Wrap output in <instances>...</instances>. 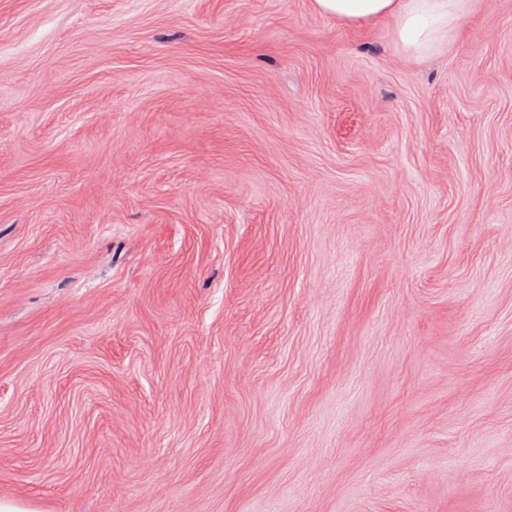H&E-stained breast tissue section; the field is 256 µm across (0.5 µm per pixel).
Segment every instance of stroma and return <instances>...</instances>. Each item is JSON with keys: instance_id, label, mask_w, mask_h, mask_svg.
<instances>
[{"instance_id": "obj_1", "label": "stroma", "mask_w": 512, "mask_h": 512, "mask_svg": "<svg viewBox=\"0 0 512 512\" xmlns=\"http://www.w3.org/2000/svg\"><path fill=\"white\" fill-rule=\"evenodd\" d=\"M1 499L512 512V0H0ZM471 0H314L324 15L349 25L389 19L398 44L421 58L436 53L458 28Z\"/></svg>"}]
</instances>
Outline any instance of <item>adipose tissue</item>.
<instances>
[{"mask_svg":"<svg viewBox=\"0 0 512 512\" xmlns=\"http://www.w3.org/2000/svg\"><path fill=\"white\" fill-rule=\"evenodd\" d=\"M324 15L349 25L377 19L392 23L398 44L421 58L447 43L467 11V0H314Z\"/></svg>","mask_w":512,"mask_h":512,"instance_id":"adipose-tissue-1","label":"adipose tissue"}]
</instances>
